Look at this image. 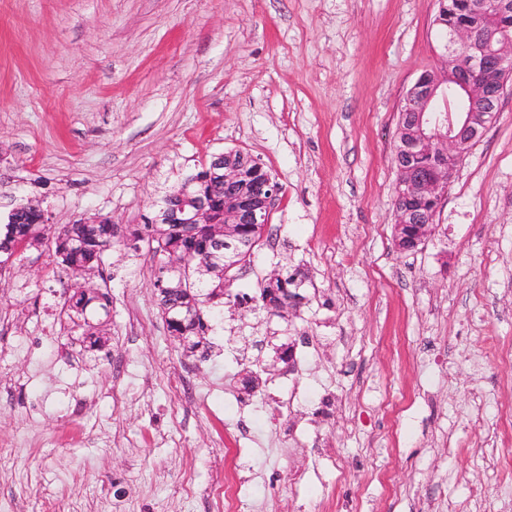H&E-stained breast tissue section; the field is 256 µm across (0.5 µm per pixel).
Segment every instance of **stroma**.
I'll list each match as a JSON object with an SVG mask.
<instances>
[{
	"instance_id": "stroma-1",
	"label": "stroma",
	"mask_w": 512,
	"mask_h": 512,
	"mask_svg": "<svg viewBox=\"0 0 512 512\" xmlns=\"http://www.w3.org/2000/svg\"><path fill=\"white\" fill-rule=\"evenodd\" d=\"M436 13L0 0V224L36 199L50 236L94 215L136 225L242 149L281 191L232 293L307 275L292 317L225 304L212 347L188 357L151 253L113 248L92 279L112 297L109 341L92 350L63 306L66 272L47 247L24 251L0 272V512H212L236 444L242 512H512V89L436 236L406 253L392 237L400 102L445 68ZM282 388L295 400L276 417ZM187 476L193 494L173 495Z\"/></svg>"
}]
</instances>
